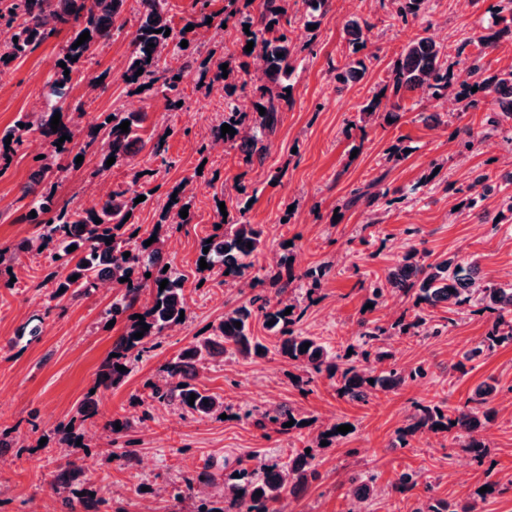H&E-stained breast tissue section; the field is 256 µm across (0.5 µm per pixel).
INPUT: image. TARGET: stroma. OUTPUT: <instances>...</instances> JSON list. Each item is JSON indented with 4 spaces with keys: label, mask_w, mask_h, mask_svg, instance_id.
I'll use <instances>...</instances> for the list:
<instances>
[{
    "label": "stroma",
    "mask_w": 512,
    "mask_h": 512,
    "mask_svg": "<svg viewBox=\"0 0 512 512\" xmlns=\"http://www.w3.org/2000/svg\"><path fill=\"white\" fill-rule=\"evenodd\" d=\"M497 0H431L424 21L392 25L388 0H369L354 7L351 0H330L317 13L316 29L296 21L293 41L299 52L291 76L292 106L283 112L275 134L264 141L266 160L252 170L236 151L210 150L211 127L224 115V99L216 92L187 87L181 109L169 110L162 94L132 91L122 74L133 51L130 31L114 34L87 66L100 77L94 92L75 83L66 99V112L82 110L75 138L67 151L54 156L59 172L57 200L88 206L86 187L93 181L130 185L135 172L150 196L137 211L138 238L155 229L161 206L171 188L189 180L190 221L169 230L165 256L185 277L187 318L166 330L160 347L135 362L125 380L99 390L98 423L85 427L95 441L62 456L58 426L76 419V411L96 374L124 331L123 322H110L106 311L116 289H92L79 297H56L50 251L13 255L16 244L37 233L24 216L31 199L43 186L33 177L32 159L45 152L42 136L23 134L22 152L0 176V436L18 439L19 447L0 452V512H27L37 502L39 512H63L65 490L53 485L54 474L65 461L75 462L77 487L93 490L96 499L86 512H139L150 503L154 512H171L172 496L184 469L211 465L212 489L224 483V468L245 459L252 468L286 459L294 448L313 447L319 478L299 494L289 496L291 512H349L344 480L349 471L375 475L387 489L364 505L362 512H411L414 501L389 492L400 473L416 475L420 485L432 486L435 497L455 501L481 488L487 480L512 482V346L502 347L459 371L464 353L484 336L486 315L464 308L448 312L430 309L433 323L443 324L436 336L393 335L387 341L395 363L402 368L423 366L424 376L395 391H376L366 400L338 397L334 381L321 377L309 393L293 384L296 367L278 356L276 338L262 320L253 332L269 353L262 359L219 358L197 379L208 393L224 400L220 416L199 418L175 406L159 407L141 420L137 397L147 395V382L157 380L162 365L187 347L195 337L209 335L227 309L258 294L275 297L271 278L281 256H288L295 274L327 267L319 299L301 324L304 335L316 337L334 352L347 354L359 347L362 321L390 326L409 307L399 295L387 296L367 308V289L384 279L405 253L425 254L428 261L455 258L477 262L484 280L512 283V218L499 224L483 222L460 210L457 187L467 185L479 172L489 178L483 208L497 213L505 195L512 194V120L494 129L487 123L497 111L494 100L480 109L462 111L442 100L409 93L401 100L400 118L392 125L361 122V107L378 91L387 67L418 33L428 32L445 47L458 79H466L470 57L478 55L465 38L483 34L491 24ZM361 19L371 25L360 51L366 70L354 81L335 80L329 60H344L351 52L344 31L346 21ZM60 33L24 60L0 70V136L32 112L33 101L44 100L47 82L67 40ZM135 111L141 117L143 148L127 162L101 166L104 139L89 141L88 134L109 112ZM164 157L151 147L167 126ZM469 132L474 147L462 151L452 135ZM409 153L397 161L389 156L393 144ZM439 164L435 180L427 175ZM387 192L380 206L349 205L352 190ZM248 202L247 222L259 225L265 246L254 257L251 274L256 284L225 283L220 273L201 277L197 271L199 244L214 231L215 208L223 204L237 210ZM452 325H445V318ZM496 381L498 413L486 424L484 463H476L451 433H427L400 446L397 431L407 423L415 404H463L482 382ZM288 404L311 419V426L278 434L257 427L245 411H261ZM136 420L127 434L134 440V462L116 457L104 424ZM352 424L351 433L324 448H314L319 430L333 423Z\"/></svg>",
    "instance_id": "stroma-1"
}]
</instances>
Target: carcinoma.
Segmentation results:
<instances>
[{"instance_id": "carcinoma-1", "label": "carcinoma", "mask_w": 512, "mask_h": 512, "mask_svg": "<svg viewBox=\"0 0 512 512\" xmlns=\"http://www.w3.org/2000/svg\"><path fill=\"white\" fill-rule=\"evenodd\" d=\"M137 28L133 32L134 50L123 73L128 85L139 88H155L167 100L170 109H177V103L184 101L185 84L197 79L211 91L217 86L224 87V119L212 126V138L221 140L225 145L237 151L240 158L249 168L264 163V138L277 130L281 114L293 103V89L289 83L291 73L287 69L293 67L295 45L293 42L291 18L288 14V0H261L258 16L244 15L237 9V0H225L220 12L209 10L210 0H195L199 9L195 15L186 20L185 26L174 27L164 16L166 0H134ZM430 0H391L392 17L402 23L417 19L427 13ZM128 0H0V27L7 30V36L0 40V65L6 67L14 61L24 58L59 32L66 30L69 38L61 49L60 60L66 67L57 70L48 82L49 95L44 107L23 121L24 127L11 132L10 144H5L6 137L0 138V175L9 167L7 158L16 154L23 146L22 131L36 129L45 138L50 154H58L67 149L75 136L73 125L59 123L57 131L51 129V118L62 112L67 90L77 79H84L83 63L90 59L103 42L112 37V31L122 30L127 24ZM496 23L505 24L499 30L475 39L472 42L478 47L496 49L504 34L512 35V0H498L495 9ZM212 22H207V18ZM234 19L239 26L249 25V35L245 41L254 42L253 50L241 51V55L253 60H262L264 66L250 71V64L243 62L240 70L244 74L241 90L252 89L254 113L250 114L237 106L232 94L236 86L226 82L223 72L234 73V68L222 70L224 60L215 58L216 52L207 55L187 54L181 48L185 39L186 27L192 25L208 27L216 34L224 32L222 24ZM170 29L169 35L162 30ZM346 31L352 36L350 44L352 53L356 54L364 47L362 29H370L368 22L349 21ZM90 38L76 47L74 43L84 32ZM153 43L155 47L148 48ZM282 57H277V54ZM363 67L361 60H347L344 64L330 65L335 73L336 81L345 84L354 80ZM141 75H136L138 69ZM69 75H64V72ZM469 79L457 81L452 66L442 47L426 36H417L410 41L398 55L388 71L384 87L380 93L372 96L362 108V118L376 116L383 123L397 122L399 114L395 111H380L382 98L390 95L402 99L407 92L417 91L431 98H442L453 95L456 103L463 110L477 109L489 97L500 107V114L512 118V68L500 72L489 73L482 64V55L473 57L468 67ZM87 79V78H85ZM90 90L97 87V79H87ZM477 91H472V88ZM265 108V114H259V108ZM113 119L102 121L97 129L104 132L108 143L107 153L103 160L115 157L121 162L130 156L132 148L141 138L137 134L138 120L131 114L111 113ZM130 122L129 132L123 133L119 125ZM228 124L236 133L222 136L221 125ZM69 139L59 142L62 135ZM61 146H56V143ZM36 175L39 182L45 185L44 194L33 202L31 210L36 216H27V221L37 225L39 233L35 240L23 242L25 249L54 245L58 269L49 273V279L57 288L74 290L84 293L98 287L104 275L112 277V283L121 288V295L116 298L106 314L110 319H126L124 333L112 347L114 356L108 358L101 366L93 389L110 388L120 384L127 372L119 371L116 366L126 368L139 360L144 353L160 345L163 332L180 324V312L185 310L182 278L174 268H166L162 251L163 234L150 246L134 240V233L128 231L131 220L128 214L134 213L137 205L134 200L140 193L129 188L118 189L106 198L97 208H78L67 204L54 210L53 191L56 183L52 181L53 168L47 158L38 160ZM486 175L478 174L473 181L456 189L466 195V206L474 210L480 206L483 194L477 191L484 186ZM177 196L167 195L162 207L158 224L170 223V212L175 209L182 211L187 206L184 186L178 184L172 188ZM239 211V216L215 214V224L224 227V231L209 235L212 242L202 239L200 248H209L207 253L200 254L208 264V271L218 270L226 274V279L239 282L249 277L253 263L249 258L263 244V231L250 224ZM101 223H95V219ZM114 241L107 242V239ZM252 248H247V245ZM76 246L72 252L71 246ZM130 256L125 257L123 253ZM151 277H145V274ZM326 274V268L309 270L302 278L312 281V287L306 289L307 297H312L320 279ZM77 276L72 281L70 277ZM287 273L286 280L277 289L281 295L288 286L300 278ZM168 280L165 289L160 283ZM150 290L151 299L140 315L149 330L142 331L139 319L132 318L131 310L144 290ZM391 291L413 300L412 308L406 310L392 325L393 330L404 335L436 336L442 328L428 325L424 314L425 308L446 304L448 307L477 308V312L486 313L490 324L485 336L466 354L465 360L473 362L486 356L487 353L512 345V286L485 281L477 276V266L473 263L463 264L455 259H444L435 263L425 264L418 258V252L407 253L402 261L390 271L385 282H374L368 288L367 302L377 304L385 293ZM291 314H285L286 309ZM307 307L283 301L272 304L271 300L256 295L249 303L240 305L226 313L212 335L196 340L190 347L168 360L162 369L164 383L147 382L149 393L138 399L144 407L141 420H146L155 405H178L182 409L200 417L210 416L223 409V402L218 397L200 390L194 383L198 375V366L205 364L209 358L220 352L239 354L244 358H262L269 353L268 347L252 334L251 323L257 318L263 322H273L269 329L277 335V353L283 359L295 364L300 374L294 377L295 385L307 390L318 376L336 380V393L341 398L363 400L376 388L383 390L397 389L409 381L423 376V367L417 366L405 371L391 362L392 354L384 349L383 341L388 328L375 322H365V331L360 333L362 363L343 362L341 357L332 356L326 347L316 339L303 335L298 325L304 318ZM241 326H236V323ZM144 332L137 339L134 334ZM309 347L302 348L303 344ZM374 383H369V380ZM196 394L194 404H189L190 394ZM498 393L494 383L484 382L461 408H450L444 404H420L415 406L409 416L408 423L398 431L402 444L425 432H437L438 426L443 430L455 432L463 439L462 447L476 459L486 455V443L481 435L484 425L492 421L497 409L493 401ZM294 421L292 427L285 423ZM303 418L294 409L287 406H275L266 410L257 425L265 428L269 425L280 433H288L291 429L302 427ZM238 476H233V473ZM79 470L75 463L67 462L55 475L57 487L68 488L77 479ZM318 477L315 455L301 450L285 462L276 461L259 470L239 466L224 475V493L212 501H201L195 512H278L280 504L287 493L295 494L304 489L308 483ZM211 473L204 468L181 476L180 485L176 488L173 500L180 504L186 498H194L198 489L209 484ZM418 480L414 474L403 472L391 485V490L406 494L414 490ZM346 493L365 502L381 492L374 477H365L353 473L346 480ZM262 495H256L257 491ZM432 488H425V495L417 497L423 506L413 512H476V499L463 502H450L431 495Z\"/></svg>"}]
</instances>
